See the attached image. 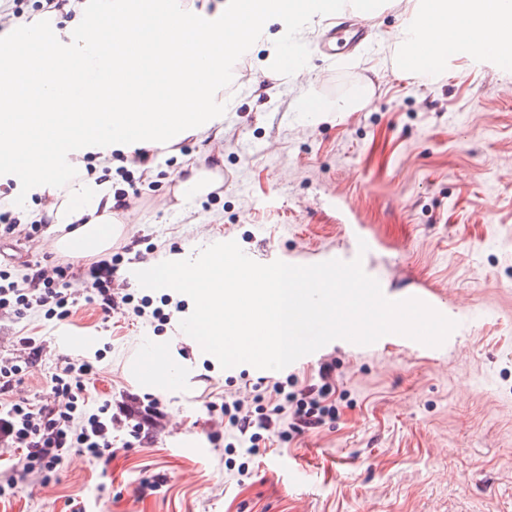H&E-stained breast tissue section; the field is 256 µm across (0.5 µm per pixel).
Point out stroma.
<instances>
[{
	"instance_id": "1",
	"label": "stroma",
	"mask_w": 512,
	"mask_h": 512,
	"mask_svg": "<svg viewBox=\"0 0 512 512\" xmlns=\"http://www.w3.org/2000/svg\"><path fill=\"white\" fill-rule=\"evenodd\" d=\"M404 9L382 0L367 19L370 42L352 59L317 55L314 28L297 44L303 75L259 88L231 81L219 139L188 137L155 148L148 171L130 166L140 196L117 213L113 245L138 240L141 263L227 233L243 251L271 248L293 265L346 253L387 298H432L457 329L427 350L326 344L335 419L287 442L261 439L250 454L226 445L212 407L248 396L256 370L222 369L178 333L190 299L132 284L168 320L108 316L73 273L67 318L0 313V360L22 366L13 397L31 403L53 399L60 360L91 363L88 408L111 404L116 455L103 470L70 452L50 482L28 477L0 512H72L75 501L83 512H512V69L457 57L435 79L405 72L388 47ZM364 85L359 111L305 110ZM192 165L220 188L183 197L178 179ZM61 234L50 224L32 241L0 236V252L19 276L35 262L51 267L66 257L43 242ZM66 330L98 343L62 349ZM23 336L40 357L30 358ZM147 348L182 368L181 386L133 377ZM153 400L162 415L142 425Z\"/></svg>"
}]
</instances>
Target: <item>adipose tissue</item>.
<instances>
[{"label": "adipose tissue", "mask_w": 512, "mask_h": 512, "mask_svg": "<svg viewBox=\"0 0 512 512\" xmlns=\"http://www.w3.org/2000/svg\"><path fill=\"white\" fill-rule=\"evenodd\" d=\"M171 0H76L79 23L63 37L54 26L25 29L43 47L35 56L17 40L0 43V172L14 174L54 197L48 215L66 233L48 239L50 252L68 253L81 241L88 256L106 255L119 228L112 194L83 174L63 175L60 161L83 157L88 147L127 150L173 146L190 135L209 136L228 106L224 84L232 62L225 33L249 56L267 45V68L286 74L269 26L274 7H247L223 15L172 8ZM407 21L395 53L407 55L419 24L438 33L425 63L449 56L473 59L471 28L486 30L489 57L512 65V0H408Z\"/></svg>", "instance_id": "obj_1"}]
</instances>
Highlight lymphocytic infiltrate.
<instances>
[{
    "mask_svg": "<svg viewBox=\"0 0 512 512\" xmlns=\"http://www.w3.org/2000/svg\"><path fill=\"white\" fill-rule=\"evenodd\" d=\"M70 271L67 264L55 265L49 271L36 263L17 282L8 271L0 269V310L8 308L20 315L36 308L49 319L66 317L71 308ZM83 275L90 300L104 314L160 317V310H147L145 304L135 303L131 294H117V266L112 261L91 262ZM21 371L20 365L0 363V397L5 400L0 406V441L16 444L22 452L12 475L0 482V498L15 495L20 481L28 476L50 479L70 451L103 465L109 464L113 456L112 431L106 420L108 406H100L90 415L84 411V378L91 371L90 365L62 362L51 377L57 401L40 405L12 400ZM335 371V364L324 365L318 382L293 392L286 391L279 382L258 381L252 386L251 397L221 406L225 435L253 445L265 433L287 440L319 429L336 415Z\"/></svg>",
    "mask_w": 512,
    "mask_h": 512,
    "instance_id": "1",
    "label": "lymphocytic infiltrate"
}]
</instances>
